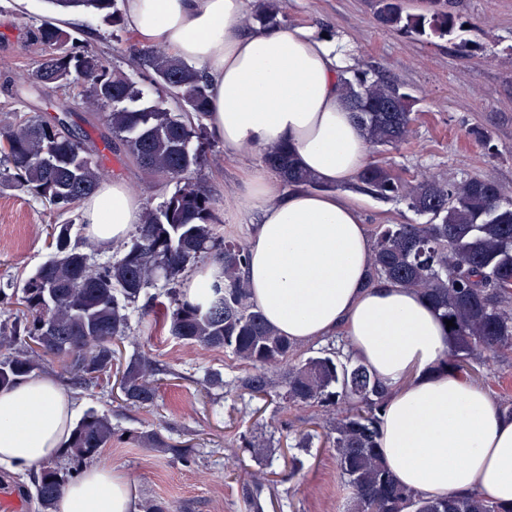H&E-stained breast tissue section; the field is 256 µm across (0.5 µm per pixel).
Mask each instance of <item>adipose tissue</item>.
<instances>
[{"mask_svg": "<svg viewBox=\"0 0 512 512\" xmlns=\"http://www.w3.org/2000/svg\"><path fill=\"white\" fill-rule=\"evenodd\" d=\"M124 22L209 79L204 118L227 157L288 146L327 184L283 188L254 165L235 192L257 216L249 245L252 297L297 344L344 328L348 349L390 390L380 446L394 478L427 499L478 493L512 507V417L481 385L441 369L449 346L416 292L367 287L373 242L337 191L365 167L368 144L342 88L348 49L301 27H245V0H124ZM87 235L112 247L140 223L142 205L119 179L81 207ZM76 397L51 376L0 391V465L27 471L57 459L77 414ZM137 481L124 469L84 466L57 512H138Z\"/></svg>", "mask_w": 512, "mask_h": 512, "instance_id": "obj_1", "label": "adipose tissue"}]
</instances>
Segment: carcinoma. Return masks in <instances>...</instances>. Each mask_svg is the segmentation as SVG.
Returning a JSON list of instances; mask_svg holds the SVG:
<instances>
[{
    "label": "carcinoma",
    "mask_w": 512,
    "mask_h": 512,
    "mask_svg": "<svg viewBox=\"0 0 512 512\" xmlns=\"http://www.w3.org/2000/svg\"><path fill=\"white\" fill-rule=\"evenodd\" d=\"M62 10L103 14L120 21L118 0H47ZM378 24L419 37H446L458 19L430 0L428 14H406L402 0H378ZM274 0H263L255 21L280 26ZM43 54L35 80L61 85L73 75L83 80L81 100L98 109L95 122L106 130L105 146L132 159L146 177L165 176L183 187L157 209H148L135 234L118 246L119 257L102 264L71 244L73 221L56 224L53 255L23 284L21 293L0 290V306L19 304L21 314L0 324V389L31 378L42 362L57 360L86 385L112 370L115 342L127 336L130 312L158 283L166 301L156 303L173 338L187 344L220 347L248 366L239 387L251 395L274 394L285 403L320 407L329 414L321 425L324 443L349 488L347 512H512L477 495L451 494L425 499L399 485L379 448V412L389 389L350 354L334 346L303 357L298 345L266 321L252 299L244 269L248 246L221 240L213 227L214 202L195 187L204 162L202 122L209 85L202 71L171 53L140 48L134 61L152 72L157 98L145 93L122 70L107 65L93 50L77 51L71 34L56 21L36 30ZM348 103L374 148L398 147L412 122L410 97L398 88L360 77L343 81ZM100 149L76 127L69 111L45 121L12 113L0 127V190L19 188L48 202L61 214L76 210L104 181ZM266 165L290 186L323 185L295 165L290 150L264 153ZM363 188L382 198H399L402 185L384 164L359 173ZM409 207L428 215L425 224H383L374 240L368 285L390 284L416 290L437 313L451 320V347L441 364L467 378L474 362L512 353V197L489 178L459 183L422 182ZM216 255L224 263V287L204 302L187 300L181 288L197 263ZM152 362L139 357L122 374L124 400L149 407L157 398ZM115 433L110 418L88 411L74 426L61 460L42 466L34 479L40 512H56L67 485ZM151 448L169 444L159 430L142 432Z\"/></svg>",
    "instance_id": "obj_1"
}]
</instances>
